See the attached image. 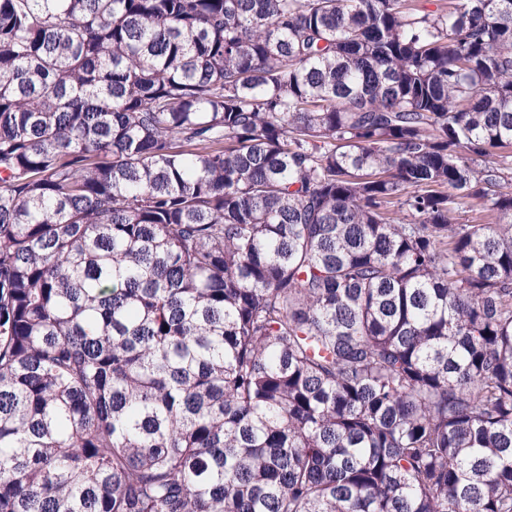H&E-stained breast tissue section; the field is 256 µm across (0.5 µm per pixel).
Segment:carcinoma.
<instances>
[{
	"label": "carcinoma",
	"mask_w": 512,
	"mask_h": 512,
	"mask_svg": "<svg viewBox=\"0 0 512 512\" xmlns=\"http://www.w3.org/2000/svg\"><path fill=\"white\" fill-rule=\"evenodd\" d=\"M511 160L512 0H0V512H512Z\"/></svg>",
	"instance_id": "1"
}]
</instances>
